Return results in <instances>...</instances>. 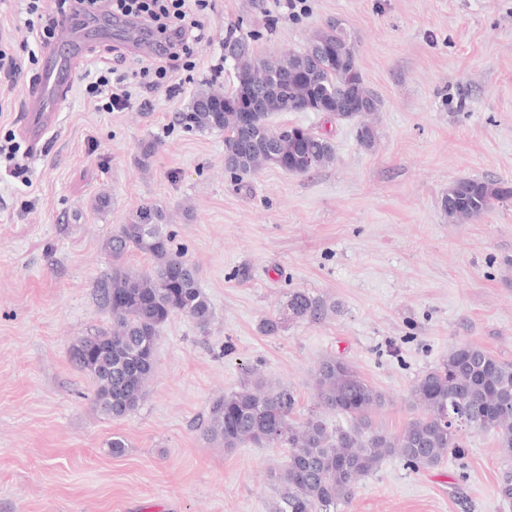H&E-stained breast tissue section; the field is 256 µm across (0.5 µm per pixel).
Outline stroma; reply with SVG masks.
<instances>
[{
  "label": "stroma",
  "instance_id": "1",
  "mask_svg": "<svg viewBox=\"0 0 512 512\" xmlns=\"http://www.w3.org/2000/svg\"><path fill=\"white\" fill-rule=\"evenodd\" d=\"M306 4L291 17L277 0H216L174 95L140 78L153 56L132 42L139 22L128 19V33L88 41L46 144L0 157V512H273L272 475L287 449L227 451L205 434L213 402L250 371L293 391L294 421L314 413L333 427L342 417L318 406L312 377L323 358H342L384 395L375 421L395 434L417 413L413 382L454 347L512 361V200L467 224L441 209L456 180L512 182V0ZM329 24L355 45L379 101L366 118L372 147L355 124L280 112L274 125L331 133L334 161L237 180L224 168L223 134L177 124L202 84L231 79L225 41L244 35L257 54L279 55ZM0 49L24 71L17 80L0 71L6 142L46 50L20 26L17 0H0ZM111 66L135 76L121 111L97 108L85 91L88 73ZM150 203L163 209L174 251L197 267L214 319L204 331L169 318L144 402L115 419L72 350L110 325L97 292L112 270L106 242ZM296 289L321 313L290 318ZM267 320L279 321L276 333L263 332ZM117 434L127 443L119 456ZM466 442L464 458L428 471L386 459L337 512H512L494 439Z\"/></svg>",
  "mask_w": 512,
  "mask_h": 512
}]
</instances>
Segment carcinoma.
<instances>
[{
    "instance_id": "cac0c4a2",
    "label": "carcinoma",
    "mask_w": 512,
    "mask_h": 512,
    "mask_svg": "<svg viewBox=\"0 0 512 512\" xmlns=\"http://www.w3.org/2000/svg\"><path fill=\"white\" fill-rule=\"evenodd\" d=\"M256 112L250 123L241 118L245 106ZM377 111V100L366 88L356 63L355 46L329 25L315 33L309 46L277 57L242 55L232 86L212 83L200 89L189 111L177 121L198 132L224 134V166L239 179L266 166L291 175H306L335 159L326 135L302 126L272 125L279 112H326L336 121H352ZM313 154V165L303 156ZM512 199V183L459 179L448 187L441 208L453 222L481 219L495 203ZM163 211L146 204L108 239L112 274L101 286L112 325L82 338L75 358L96 384L104 412L121 418L147 395L155 369L159 329L172 315L184 314L204 329L213 317L198 270L172 249ZM138 251L154 264L135 271L123 258ZM322 303L301 289L292 291L288 315L313 316ZM313 388L320 405L348 418L345 426L329 427L311 416L295 423L296 399L289 388H269L261 378L215 400L207 432L226 450L244 445L281 446L288 459L276 476L277 512H336L349 501L357 481L389 457L409 468H433L447 457L465 455V435L490 434L512 469V409L501 406L512 393V362L472 344L458 346L437 366L413 383L410 394L422 414L397 434L374 423L373 413L384 396L341 359H324Z\"/></svg>"
}]
</instances>
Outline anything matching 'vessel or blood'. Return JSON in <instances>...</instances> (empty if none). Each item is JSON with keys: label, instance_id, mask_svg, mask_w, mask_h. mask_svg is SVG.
<instances>
[{"label": "vessel or blood", "instance_id": "b4317fda", "mask_svg": "<svg viewBox=\"0 0 512 512\" xmlns=\"http://www.w3.org/2000/svg\"><path fill=\"white\" fill-rule=\"evenodd\" d=\"M57 28L60 46L48 53L36 82L24 97L21 134L34 143L56 128L58 103L71 91L77 75L76 65L83 56L80 30L75 20L60 17Z\"/></svg>", "mask_w": 512, "mask_h": 512}]
</instances>
